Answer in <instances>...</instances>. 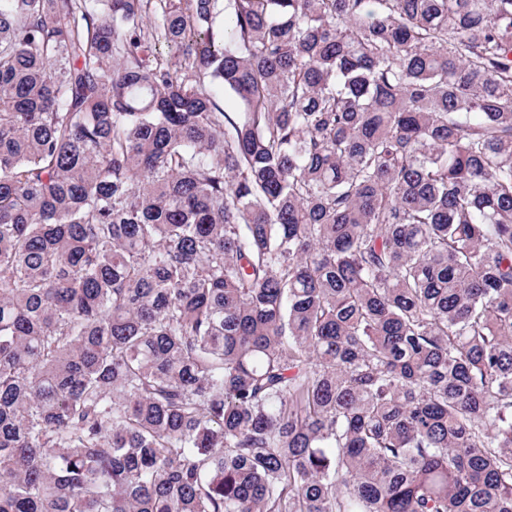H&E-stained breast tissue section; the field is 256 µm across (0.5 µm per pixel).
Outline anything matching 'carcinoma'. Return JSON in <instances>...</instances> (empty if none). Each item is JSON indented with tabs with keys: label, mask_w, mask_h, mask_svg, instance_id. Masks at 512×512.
Here are the masks:
<instances>
[{
	"label": "carcinoma",
	"mask_w": 512,
	"mask_h": 512,
	"mask_svg": "<svg viewBox=\"0 0 512 512\" xmlns=\"http://www.w3.org/2000/svg\"><path fill=\"white\" fill-rule=\"evenodd\" d=\"M0 512H512V0H0Z\"/></svg>",
	"instance_id": "carcinoma-1"
}]
</instances>
